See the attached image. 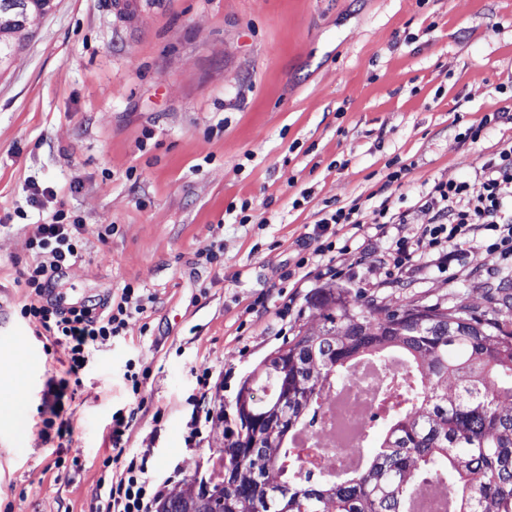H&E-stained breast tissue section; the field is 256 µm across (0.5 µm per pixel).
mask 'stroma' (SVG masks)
<instances>
[{
	"mask_svg": "<svg viewBox=\"0 0 512 512\" xmlns=\"http://www.w3.org/2000/svg\"><path fill=\"white\" fill-rule=\"evenodd\" d=\"M501 107H512V0H55L0 73V391L23 390L20 411L0 410V512H91L113 473L103 438L119 409L132 415L125 456L150 452L169 486L220 470L243 380L319 323L309 301L324 278L295 289L288 318L278 311L280 275L325 209L372 205L397 161L409 171L392 199L416 235L427 184L474 180L512 136L459 139ZM35 184L54 191L37 207ZM244 201L246 224L233 211ZM60 209L88 230L59 285L68 301L128 283L155 297L76 378L69 348L44 351L18 312L32 228ZM103 224L115 227L105 243ZM216 239L223 262L197 265ZM389 245L371 236L349 257L379 282L362 301L479 310L487 288L512 285L478 239L448 272L424 262L387 283L375 262ZM131 362L150 369L137 395ZM198 405L212 418L190 443Z\"/></svg>",
	"mask_w": 512,
	"mask_h": 512,
	"instance_id": "stroma-1",
	"label": "stroma"
}]
</instances>
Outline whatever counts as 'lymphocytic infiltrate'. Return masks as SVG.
Here are the masks:
<instances>
[{"label": "lymphocytic infiltrate", "instance_id": "obj_1", "mask_svg": "<svg viewBox=\"0 0 512 512\" xmlns=\"http://www.w3.org/2000/svg\"><path fill=\"white\" fill-rule=\"evenodd\" d=\"M390 198L377 205L349 206L326 211L319 220L320 232L341 226L361 234L376 230L389 233L404 224L405 215L393 212ZM428 217L417 238L394 237L379 264L387 278L401 279L421 259H429L440 271H447L463 253L471 236L484 235L487 251L497 267L512 269V138L504 140L481 167L477 182L438 180L430 184L417 203ZM86 227L78 219L56 212L53 220L37 225L28 239L36 259L19 273L17 283L25 294L20 308L22 318L38 322L53 343L70 347L68 371L76 375L84 370L96 345L125 336L130 319L148 311L143 289L125 285L112 298L98 306H66L52 299L50 290L63 268L81 257ZM352 251L351 242L336 245L320 243L295 263L294 276L306 279L309 268L322 274L341 276L339 261ZM162 496L149 454L125 459L123 468L113 476L96 512H153Z\"/></svg>", "mask_w": 512, "mask_h": 512}]
</instances>
